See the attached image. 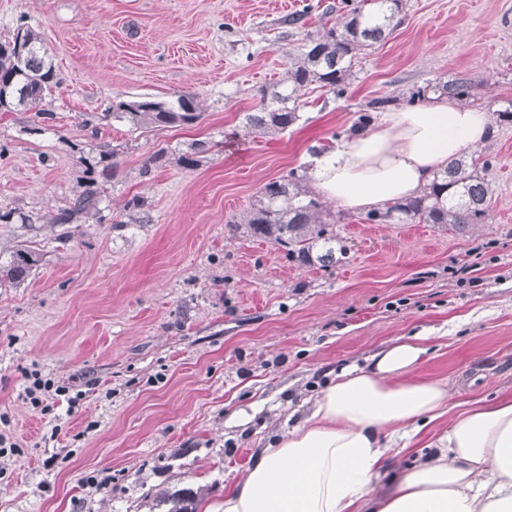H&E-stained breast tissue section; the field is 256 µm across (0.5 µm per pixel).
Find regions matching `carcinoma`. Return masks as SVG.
<instances>
[{
    "label": "carcinoma",
    "mask_w": 512,
    "mask_h": 512,
    "mask_svg": "<svg viewBox=\"0 0 512 512\" xmlns=\"http://www.w3.org/2000/svg\"><path fill=\"white\" fill-rule=\"evenodd\" d=\"M372 2L370 10L361 6L349 9L339 26L310 41L288 69V86L262 90L256 108L243 117L247 134L280 135L294 126L300 120L296 92L308 84L316 82L338 97L344 95L357 51L384 39L404 9V0ZM55 84L56 72L47 50L33 31L19 26L12 36L0 38V112L40 103ZM431 91L465 104L478 100L476 87L457 78L419 88L409 101L424 99ZM114 115L133 131L189 126L200 118L194 98L186 95L178 96L174 103L150 98L119 100ZM206 152L204 144L194 143L179 161L185 168H194ZM491 199L492 189L475 164L460 155L437 171L416 196L371 211L366 220L371 224H433L463 231L487 223ZM96 206L97 192L88 187L52 223L68 224L72 215L89 214ZM340 221L341 215H332L311 187L309 166L304 164L265 183L251 207L242 217L229 221L228 227L234 231L242 227L248 236L282 247L288 260L300 266L328 267L349 254L339 231ZM38 262L37 249L25 245L12 252L6 264H0V274L18 280ZM194 499L189 490L179 493L172 497L173 507L168 512H196Z\"/></svg>",
    "instance_id": "obj_1"
}]
</instances>
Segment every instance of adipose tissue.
Returning <instances> with one entry per match:
<instances>
[{
    "label": "adipose tissue",
    "instance_id": "obj_1",
    "mask_svg": "<svg viewBox=\"0 0 512 512\" xmlns=\"http://www.w3.org/2000/svg\"><path fill=\"white\" fill-rule=\"evenodd\" d=\"M491 133L487 112L442 99L385 112L315 158L312 183L325 198L369 212L415 195ZM424 352L416 338L378 352L370 366L343 369L303 421L203 512H512L510 399L472 405L415 449L412 465L389 468L449 401L441 383H395Z\"/></svg>",
    "mask_w": 512,
    "mask_h": 512
}]
</instances>
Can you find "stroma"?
Listing matches in <instances>:
<instances>
[{"mask_svg":"<svg viewBox=\"0 0 512 512\" xmlns=\"http://www.w3.org/2000/svg\"><path fill=\"white\" fill-rule=\"evenodd\" d=\"M340 0H0V36L39 34L58 84L0 112V262H40L0 281V512H168L193 490L220 500L253 457L309 413L347 366L423 334L405 382L438 381L452 407L512 399V0H405L398 26L357 55L343 97L296 93L301 118L250 138L258 90L283 82L304 43L341 21ZM471 79L492 135L476 147L493 195L467 233L372 224L340 209L346 261L300 267L232 231L259 188L334 145L376 99ZM193 96L200 119L133 131L117 100ZM196 141L209 151L186 168ZM116 156L101 158L103 145ZM98 212L52 218L87 186ZM140 197L146 209L132 206ZM80 390L33 404L31 374ZM39 262V253L32 245H25L12 252L5 265L0 264L1 276L18 280L27 276Z\"/></svg>","mask_w":512,"mask_h":512,"instance_id":"stroma-1","label":"stroma"}]
</instances>
